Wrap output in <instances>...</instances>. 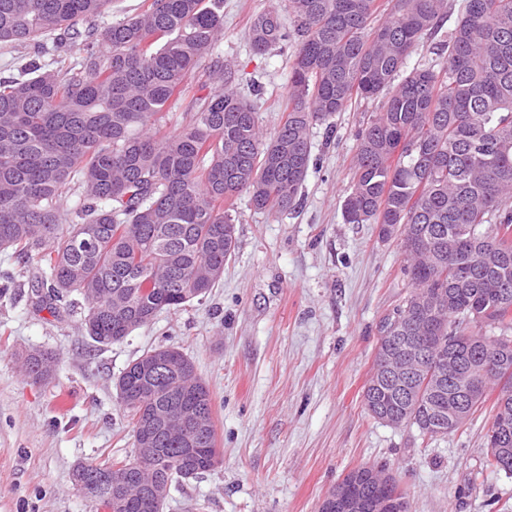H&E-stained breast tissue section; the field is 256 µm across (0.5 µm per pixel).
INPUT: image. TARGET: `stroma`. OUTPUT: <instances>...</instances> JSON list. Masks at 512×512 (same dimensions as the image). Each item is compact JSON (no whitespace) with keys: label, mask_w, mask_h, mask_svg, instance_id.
<instances>
[{"label":"stroma","mask_w":512,"mask_h":512,"mask_svg":"<svg viewBox=\"0 0 512 512\" xmlns=\"http://www.w3.org/2000/svg\"><path fill=\"white\" fill-rule=\"evenodd\" d=\"M275 2L224 0L215 49L243 95L251 83L264 86L256 109L267 133L288 104L294 48L257 54L248 29ZM462 4L448 0L441 32L422 40L408 67L441 68ZM381 109V99L360 100L315 125L299 206L259 212L248 194L235 197L238 248L219 285L122 342L96 346L80 329L82 308L36 310L32 268L0 252V272L15 277L0 297V512H96L73 473L133 458L114 382L160 346L181 349L208 385L222 458L171 488L163 512H318L346 473L380 465L398 475L408 512H512V475L485 463L491 404L433 439L383 423L364 405L381 322L409 290L399 243L342 216L357 132ZM31 347L57 354L51 383L20 375L15 356Z\"/></svg>","instance_id":"35a3bbf8"}]
</instances>
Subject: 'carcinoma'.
<instances>
[{
	"label": "carcinoma",
	"mask_w": 512,
	"mask_h": 512,
	"mask_svg": "<svg viewBox=\"0 0 512 512\" xmlns=\"http://www.w3.org/2000/svg\"><path fill=\"white\" fill-rule=\"evenodd\" d=\"M252 19L263 54L288 42L296 53L288 113L263 134L254 103L232 88L230 63L213 55L224 38V0H148L139 13L100 26L112 0H0V49L16 71L0 77V251L36 263L38 310L83 304L81 328L98 346L121 342L166 311L209 294L238 246L224 202L242 192L255 210L297 206L310 164V130L352 101L382 97L357 133L348 224H376L397 239L412 292L399 319L430 363L378 383L377 407L423 435L427 418L469 421L503 375L486 373L469 398L462 379H437L434 341L463 344L469 359L492 355L512 333V0H465L436 71L401 75L424 36L448 16V0H395L371 26L375 0H283ZM208 71L207 95H190ZM186 102L180 127L164 132L172 101ZM481 241L473 253L470 240ZM422 298L429 317L416 318ZM22 374L49 382L52 353L19 352ZM139 444L140 415L158 426L152 454L129 472V497L112 512H163L174 483L214 470L211 393L175 347L148 350L115 381ZM189 406L197 433L170 416ZM493 415L486 466L512 475V428ZM507 448L509 452L502 453ZM111 466L81 465L112 498Z\"/></svg>",
	"instance_id": "1"
}]
</instances>
